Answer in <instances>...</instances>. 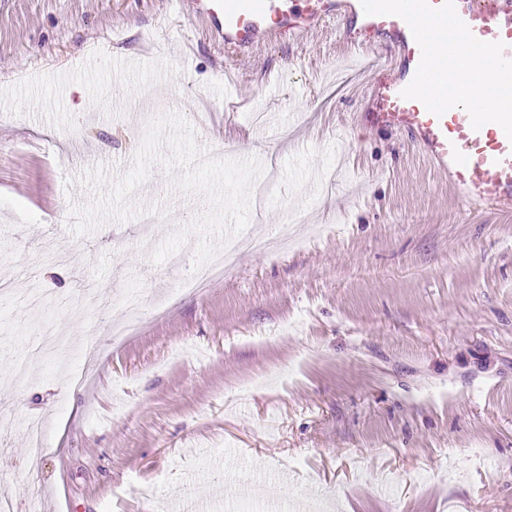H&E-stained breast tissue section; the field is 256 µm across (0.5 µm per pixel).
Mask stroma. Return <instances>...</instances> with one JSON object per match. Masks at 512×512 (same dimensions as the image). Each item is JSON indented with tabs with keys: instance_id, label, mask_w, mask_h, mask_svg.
<instances>
[{
	"instance_id": "stroma-1",
	"label": "stroma",
	"mask_w": 512,
	"mask_h": 512,
	"mask_svg": "<svg viewBox=\"0 0 512 512\" xmlns=\"http://www.w3.org/2000/svg\"><path fill=\"white\" fill-rule=\"evenodd\" d=\"M168 0H0V278L35 263L49 317L78 356L16 373L34 317L0 294V410L44 421L0 437V487L44 512H173L223 497L218 472L250 462L249 501L328 499V512H512V211L462 214L447 178L399 133L361 118L372 70L337 68L334 32L267 43L236 61ZM207 106L196 139L276 165L262 236L202 292L153 263L166 223L84 236L58 209L86 203L81 172L129 162L149 110L139 82ZM235 84L222 100L221 84ZM136 207L206 198L154 170ZM103 295L140 291L124 344L86 337ZM87 382L72 381V374ZM287 470L281 485L269 473ZM141 484L158 494H136Z\"/></svg>"
}]
</instances>
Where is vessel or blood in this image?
Masks as SVG:
<instances>
[{"mask_svg":"<svg viewBox=\"0 0 512 512\" xmlns=\"http://www.w3.org/2000/svg\"><path fill=\"white\" fill-rule=\"evenodd\" d=\"M185 16L206 20L215 44L233 57L253 56L270 39H296L335 26L348 53L363 56L385 74L373 84L365 117L373 125L406 134L430 167L448 179L467 207L512 209V141L494 123L473 129L454 107L437 116L417 100L402 98L421 50L407 23L396 16L365 15L360 0H171ZM459 17L475 37L499 41L512 59V0H455Z\"/></svg>","mask_w":512,"mask_h":512,"instance_id":"1","label":"vessel or blood"}]
</instances>
